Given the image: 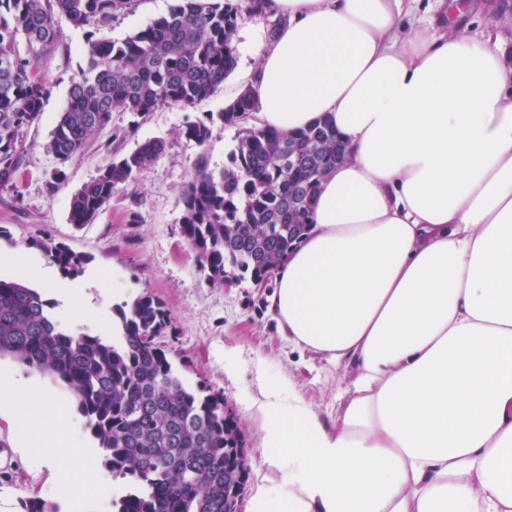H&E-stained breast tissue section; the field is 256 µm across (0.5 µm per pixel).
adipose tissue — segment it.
Returning a JSON list of instances; mask_svg holds the SVG:
<instances>
[{"label": "adipose tissue", "mask_w": 512, "mask_h": 512, "mask_svg": "<svg viewBox=\"0 0 512 512\" xmlns=\"http://www.w3.org/2000/svg\"><path fill=\"white\" fill-rule=\"evenodd\" d=\"M262 125L331 115L349 157L266 298L281 336L354 365L323 420L280 387L247 396L278 474L249 512H512V53L454 31L403 35L402 0H274ZM22 454L74 451V417L33 377L0 379ZM101 467L56 493L104 494Z\"/></svg>", "instance_id": "obj_1"}]
</instances>
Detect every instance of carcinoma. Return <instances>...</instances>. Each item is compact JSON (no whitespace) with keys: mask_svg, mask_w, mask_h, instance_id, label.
<instances>
[{"mask_svg":"<svg viewBox=\"0 0 512 512\" xmlns=\"http://www.w3.org/2000/svg\"><path fill=\"white\" fill-rule=\"evenodd\" d=\"M137 0H0V188L16 187L24 160L23 130L39 120L51 84L41 59L58 48V20L86 34L85 65L72 81L48 149L64 165L82 153L112 114L144 117L166 104L194 109L237 64L242 12L267 17L269 0H175L167 15L122 40L101 36ZM259 108L244 89L218 113L239 127L236 148L215 173L205 154L178 198L181 233L211 286L249 278L268 287L282 261L303 241L319 185L347 156L329 116L295 131L247 126ZM213 120L186 125L202 146ZM154 138L115 156L70 201L69 220L92 223L120 184L133 182L164 152ZM65 274L87 258L64 245L45 247ZM50 303L17 279L0 278V357L53 376L75 394L106 463L128 479L118 512H226L240 497L248 467L240 432L224 413V395L189 387L156 339L168 324L162 303L135 298L120 310V339L63 327ZM21 512H58L42 499L21 500Z\"/></svg>","mask_w":512,"mask_h":512,"instance_id":"obj_1","label":"carcinoma"}]
</instances>
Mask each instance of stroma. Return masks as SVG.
Listing matches in <instances>:
<instances>
[{
  "mask_svg": "<svg viewBox=\"0 0 512 512\" xmlns=\"http://www.w3.org/2000/svg\"><path fill=\"white\" fill-rule=\"evenodd\" d=\"M403 0L404 31L418 28L440 32L450 28L492 32L512 42V0ZM173 0H138L105 35L114 40L145 28L167 14ZM61 47L39 64L52 85L40 119L25 128L24 164L15 189L0 191V247L15 254L10 277L23 276L32 262H46L44 244L65 245L86 257L84 274L95 275L102 297L85 333L111 337L116 307L142 295L159 299L168 314L167 327L157 339L169 358L182 367L196 389L224 395L225 411L237 424L249 468L242 494L250 500L254 487L267 475V450L261 441L263 422L246 411L239 397L258 393L261 385L291 386L322 418H335L353 377L351 367L293 350L281 338L266 304L267 289L242 280L209 287L200 275L196 255L181 235L182 211L177 203L198 154H206L211 169L222 170L236 145L237 130L214 123L213 134L200 146L183 137L187 123L223 111L225 104L251 86L258 66L253 49L269 41V22L242 16L235 45L237 65L215 93L193 109L163 105L140 120L113 113L111 124L93 136L83 153L58 165L47 144L60 112L66 108L71 81L84 63L85 36L60 20ZM152 138L167 142L135 183L118 186L93 223L78 227L69 221L70 200L95 178L113 153L134 151ZM62 179H55L56 169ZM238 365L224 371L225 361ZM11 425L0 419V488L13 502L36 497L52 501L53 475L58 465L25 468L11 452ZM54 501V500H53Z\"/></svg>",
  "mask_w": 512,
  "mask_h": 512,
  "instance_id": "35a3bbf8",
  "label": "stroma"
}]
</instances>
